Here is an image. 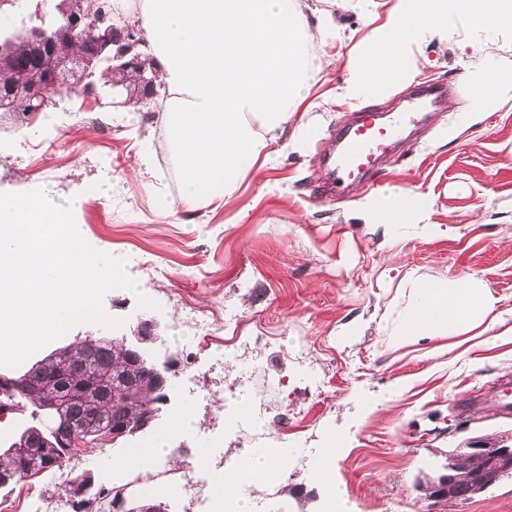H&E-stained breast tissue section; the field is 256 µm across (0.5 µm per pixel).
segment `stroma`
<instances>
[{"label": "stroma", "instance_id": "obj_1", "mask_svg": "<svg viewBox=\"0 0 512 512\" xmlns=\"http://www.w3.org/2000/svg\"><path fill=\"white\" fill-rule=\"evenodd\" d=\"M351 42L316 47L322 77L297 115L313 134L303 151L289 134L274 158L251 172L216 209L168 214L178 174L154 138L156 115L120 107H82L58 96L55 108L15 125L0 112V193L49 189L55 197L85 198L76 212L85 241L124 259L139 292L108 291L106 314L119 327L73 326L68 345L85 336L118 337L143 315L139 296L158 308L161 341L178 367L197 366L198 386L186 393L171 378L173 401L156 431L167 454L147 469L117 462L136 441L84 449L66 464L67 476L93 472L99 484L123 485L140 497L150 489L194 481L188 450L220 435L215 449L225 469L260 448L288 457L284 482L271 490L241 483L235 494L247 512H324L320 474L334 451L336 484L348 512H512V477L461 503L425 500L424 476L445 471L448 451L468 438L512 432V406L503 383L512 381V342L478 336L463 345L438 336L402 344L392 334L395 302L413 281L475 277L512 311V100L494 112L467 117L463 109L479 69L465 32L433 40L406 81L368 97L362 109L393 113L409 92L452 85L410 138L343 195L315 197L329 179L325 155L354 109L329 98L349 77L348 52L371 30L355 11L337 9ZM154 139L156 181L138 170L139 144ZM409 190L426 202L408 224L367 223L358 209L366 195ZM236 315L241 360L219 364L200 348L190 310L214 307ZM310 366L325 378L317 388L301 374ZM253 405L246 427L227 431L233 407ZM190 412L192 426L171 427ZM64 494L54 477L19 483L0 497L9 512H55Z\"/></svg>", "mask_w": 512, "mask_h": 512}]
</instances>
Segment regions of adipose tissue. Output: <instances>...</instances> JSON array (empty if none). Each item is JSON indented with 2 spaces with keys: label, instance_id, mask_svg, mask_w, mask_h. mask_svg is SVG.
Returning a JSON list of instances; mask_svg holds the SVG:
<instances>
[{
  "label": "adipose tissue",
  "instance_id": "adipose-tissue-1",
  "mask_svg": "<svg viewBox=\"0 0 512 512\" xmlns=\"http://www.w3.org/2000/svg\"><path fill=\"white\" fill-rule=\"evenodd\" d=\"M372 26L370 47L348 60L350 77L337 105H358L417 69V51L447 39L448 19L474 31L512 34V0H396L380 17L376 0H348ZM131 15L157 61L164 94L159 134L180 182L167 211L212 206L231 196L256 164L268 161L278 134L291 130L294 149L310 136L299 104L321 72L311 51L335 39L332 12L309 21L300 0H116ZM481 75L471 88L480 111H495L512 90V72L474 45ZM401 341L450 336L468 342L489 329L512 339L498 300L479 280L414 282L408 302L392 311Z\"/></svg>",
  "mask_w": 512,
  "mask_h": 512
}]
</instances>
